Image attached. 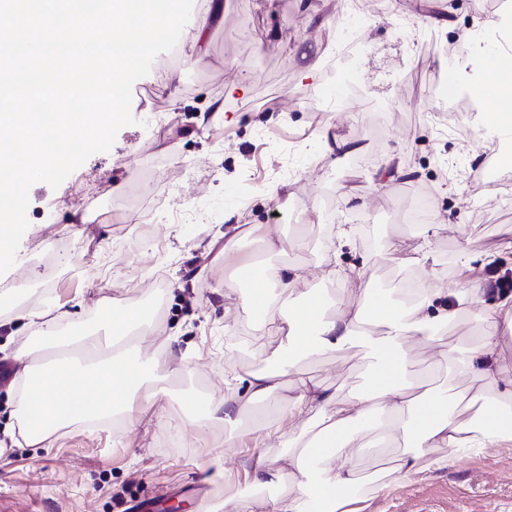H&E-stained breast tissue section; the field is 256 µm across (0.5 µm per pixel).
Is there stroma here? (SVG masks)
<instances>
[{
    "instance_id": "stroma-1",
    "label": "stroma",
    "mask_w": 512,
    "mask_h": 512,
    "mask_svg": "<svg viewBox=\"0 0 512 512\" xmlns=\"http://www.w3.org/2000/svg\"><path fill=\"white\" fill-rule=\"evenodd\" d=\"M222 3L217 16L208 0H194L179 61L159 54L135 82V122L109 151L89 156L58 188L29 189V231L14 267L0 276V512H130L146 501L224 512L225 496L247 492L254 512H269L270 491L253 492L247 473L257 457L278 460L286 450L263 439V426L305 383L355 401L368 369L353 350L297 363L280 388L244 407L243 447H225L223 422L195 428L188 396L203 403L272 369L286 338L276 327L261 335L265 318L246 308L241 289L224 286L236 261L222 252L224 235L234 226L246 232L243 252L295 270L294 294L329 291L350 306L363 290L391 292L410 278L455 294L465 262L479 274L494 263L512 274V184L501 198L483 185L498 136L487 104L464 116L466 140L437 130L445 113L439 84L475 75L473 57L449 67L442 51L477 27L495 35L492 0H404L396 11L365 0L359 101L325 117L318 111L335 75L322 71L312 82L300 73L338 24L339 0ZM444 19L451 29L441 28ZM338 137L348 148L326 151ZM389 159L400 175L376 177ZM135 185L143 206L163 188L192 221L173 224L161 213L159 240L133 239L112 214ZM422 196L428 212L417 221L409 205ZM342 224L356 228L345 245L337 239ZM271 241L278 250L268 249ZM417 248L429 257L413 266ZM336 261L346 283L327 276ZM498 299L482 292L470 316L442 330L439 347L414 351L426 388L455 381L465 409L487 387L454 380L448 350L478 335L477 314ZM101 301L152 323L156 333L142 350L169 375L167 394L136 426L114 430L86 416L55 428L51 447L13 446L11 383L23 368L16 355L42 341L18 312L76 306L75 321L54 328L65 340L97 333L92 311ZM188 349L190 364L182 357ZM360 512H512V446L395 479L384 496L365 497Z\"/></svg>"
}]
</instances>
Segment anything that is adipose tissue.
Here are the masks:
<instances>
[{"instance_id":"obj_1","label":"adipose tissue","mask_w":512,"mask_h":512,"mask_svg":"<svg viewBox=\"0 0 512 512\" xmlns=\"http://www.w3.org/2000/svg\"><path fill=\"white\" fill-rule=\"evenodd\" d=\"M415 293L410 307L392 305L379 294H365L354 309L345 308L340 300L326 302L311 292L281 299L263 287L245 295L247 307H262L269 321L287 325V341L273 354L275 371L248 375L245 393L232 392L209 401L201 409L204 418L236 426L242 408L277 389L289 368L309 353L357 346L369 365L367 391L357 401H338L335 394L313 384L303 385L289 400V416L317 410L310 431L271 427V435L289 447L288 464L298 475L288 495L272 500V512H355L358 498L352 489L358 476L353 451L370 432L376 433L379 447L389 431L404 436L410 447L399 465L404 475L418 471L421 460L430 455L436 465L444 466L512 442V361L504 356L512 340V296L479 314L480 333L474 344L448 352L455 377L477 378L498 389L494 410L476 422L465 418L447 389L421 401L411 397L414 345L436 346L439 329L468 315L471 291L463 289L450 299L422 282ZM108 321L115 337L107 360L61 358L36 370H23L16 399L23 446L49 447L53 426L74 409L100 417L119 411L136 425L151 407L153 397L138 401L132 394L145 374L141 344L151 333V324L140 316L126 320L116 313ZM367 322L372 325L368 331L363 328Z\"/></svg>"}]
</instances>
